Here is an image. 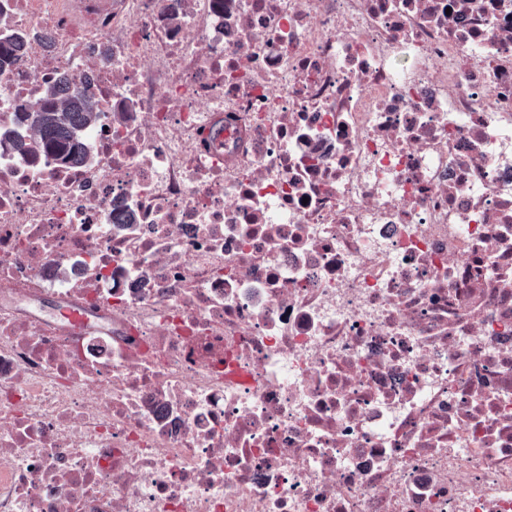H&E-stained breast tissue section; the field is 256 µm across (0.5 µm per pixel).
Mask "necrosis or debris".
Listing matches in <instances>:
<instances>
[{
    "label": "necrosis or debris",
    "mask_w": 512,
    "mask_h": 512,
    "mask_svg": "<svg viewBox=\"0 0 512 512\" xmlns=\"http://www.w3.org/2000/svg\"><path fill=\"white\" fill-rule=\"evenodd\" d=\"M16 36L0 512H512V0H0ZM63 73L66 161L19 115Z\"/></svg>",
    "instance_id": "4bbe7bcc"
}]
</instances>
